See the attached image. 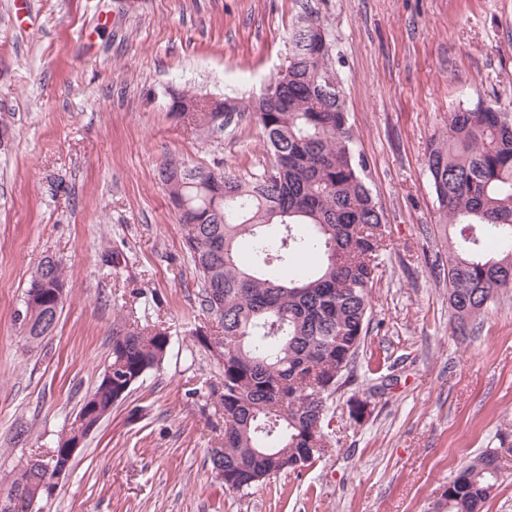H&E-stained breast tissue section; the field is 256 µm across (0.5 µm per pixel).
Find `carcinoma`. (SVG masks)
<instances>
[{
  "label": "carcinoma",
  "mask_w": 512,
  "mask_h": 512,
  "mask_svg": "<svg viewBox=\"0 0 512 512\" xmlns=\"http://www.w3.org/2000/svg\"><path fill=\"white\" fill-rule=\"evenodd\" d=\"M327 27L310 17L288 34L285 66L261 94L197 98L169 91V111L207 134L247 119L258 125L270 166L243 175L167 158L158 179L184 228L198 302L223 340L209 386L224 409L220 446L207 462L244 489L300 474L322 454L335 417L329 402L349 384L372 320L371 297L388 251L384 215L366 183L367 160L332 65ZM425 166L448 229L438 258L453 333L469 336L499 292L512 288V113L482 102L448 114L425 147ZM68 294L60 265L31 276L19 329L37 348L56 328ZM171 341L162 323L112 327V385L101 377L88 427H98L132 387L160 368ZM501 451L480 453L448 482L429 512H483L499 486ZM50 458L11 472L7 492L27 512Z\"/></svg>",
  "instance_id": "1"
}]
</instances>
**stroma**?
<instances>
[{
	"instance_id": "1",
	"label": "stroma",
	"mask_w": 512,
	"mask_h": 512,
	"mask_svg": "<svg viewBox=\"0 0 512 512\" xmlns=\"http://www.w3.org/2000/svg\"><path fill=\"white\" fill-rule=\"evenodd\" d=\"M310 9L342 60L386 216L367 343L395 380L382 395L361 377L336 394L328 450L302 476L235 493L205 461L224 415L207 393L214 352L194 332L212 321L156 168L175 155L242 174L269 157L257 125L205 137L163 92H259ZM480 98L512 109V0H0V487L67 432L110 358L113 322L130 317L169 327L167 356L85 440L41 512H426L463 464L512 441V291L479 333L456 336L433 270L447 244L424 148ZM47 256L70 290L32 349L16 314ZM353 396L369 402L357 420Z\"/></svg>"
}]
</instances>
